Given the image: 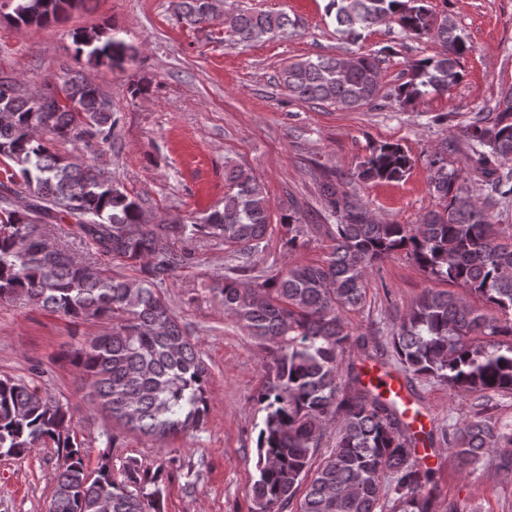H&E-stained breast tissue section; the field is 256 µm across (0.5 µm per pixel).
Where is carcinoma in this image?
<instances>
[{"mask_svg":"<svg viewBox=\"0 0 512 512\" xmlns=\"http://www.w3.org/2000/svg\"><path fill=\"white\" fill-rule=\"evenodd\" d=\"M3 18L46 26L83 0H11ZM182 20L211 25L212 0H180ZM339 31H360L386 21L429 36L442 51L413 61L392 97L413 106L447 94L460 80V59L472 47L429 0H329ZM284 12L234 11L224 28L249 46L288 33ZM77 54L117 65L130 47L101 29L74 32ZM278 83L305 103L358 110L383 98L380 59L319 55L284 65ZM99 87L76 72L62 86L33 95L0 80V300L23 301L73 319L112 324L72 355L73 364L102 410L130 431L158 441L197 430L209 405L208 367L162 296L158 285L185 267L190 255L173 243L198 235L224 240L231 252L217 290L224 311L264 345L269 360L255 401L265 412L257 438L258 479L253 512H284L304 490L295 512H436L438 469L419 457L407 411L370 381L356 361L376 360L374 336L357 334L345 320L367 303L369 276L385 259L403 253L433 278L463 288L478 308L447 291L426 289L390 331L393 356L406 372L434 380L457 395L512 394V224L498 223L512 198V90L463 130L464 170L448 168L442 152L431 160L430 185L438 208L417 224H382L346 188L350 182L403 180L413 159L396 142L369 153L342 181L322 176L325 218L316 224L330 241L321 259L296 264L264 279L252 275L270 226L257 178L241 165H224V206L184 224L153 222L126 190L99 170L57 154L33 134L43 129L61 141H105L116 123ZM484 187V198L474 186ZM26 195L30 205L14 208ZM70 216L94 254L139 273H109L59 246L47 248L43 226ZM284 245H305L309 225L297 208L280 217ZM338 422L333 448L316 453L328 424ZM51 441L62 464L49 512H162L164 469L126 464V480L112 476L107 454L94 472L73 438L68 405L22 380L0 378V455L21 459ZM448 448L465 466L512 470V426L477 404L471 419L448 428Z\"/></svg>","mask_w":512,"mask_h":512,"instance_id":"carcinoma-1","label":"carcinoma"}]
</instances>
